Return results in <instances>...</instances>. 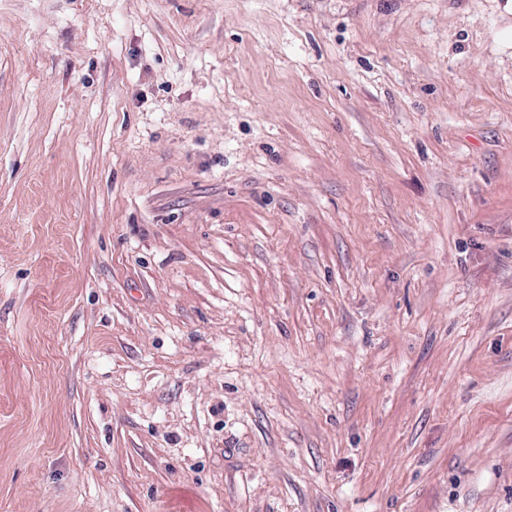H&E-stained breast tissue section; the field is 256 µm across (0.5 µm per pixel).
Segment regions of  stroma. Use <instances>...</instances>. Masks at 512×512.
I'll return each instance as SVG.
<instances>
[{
  "instance_id": "obj_1",
  "label": "stroma",
  "mask_w": 512,
  "mask_h": 512,
  "mask_svg": "<svg viewBox=\"0 0 512 512\" xmlns=\"http://www.w3.org/2000/svg\"><path fill=\"white\" fill-rule=\"evenodd\" d=\"M0 512H512V0H0Z\"/></svg>"
}]
</instances>
